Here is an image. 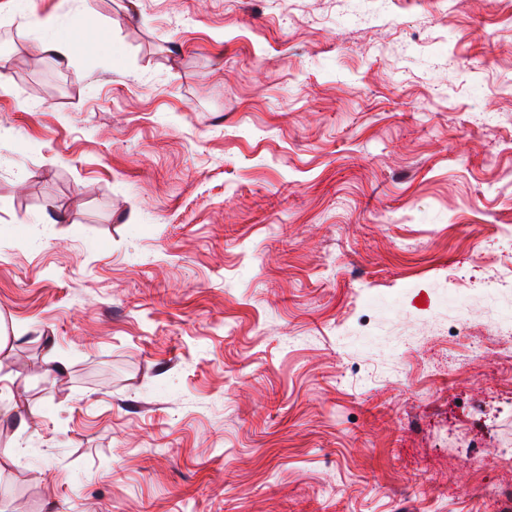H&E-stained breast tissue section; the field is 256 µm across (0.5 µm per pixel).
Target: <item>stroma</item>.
<instances>
[{"label":"stroma","instance_id":"1","mask_svg":"<svg viewBox=\"0 0 512 512\" xmlns=\"http://www.w3.org/2000/svg\"><path fill=\"white\" fill-rule=\"evenodd\" d=\"M3 30L0 512H512L511 8L0 0ZM75 40H78L84 45H95L97 44L99 37L94 30H85L81 32L80 38H76L73 35H68L61 38H56L44 42L41 44V49L45 53L53 54L65 61H71L73 57V46Z\"/></svg>","mask_w":512,"mask_h":512}]
</instances>
